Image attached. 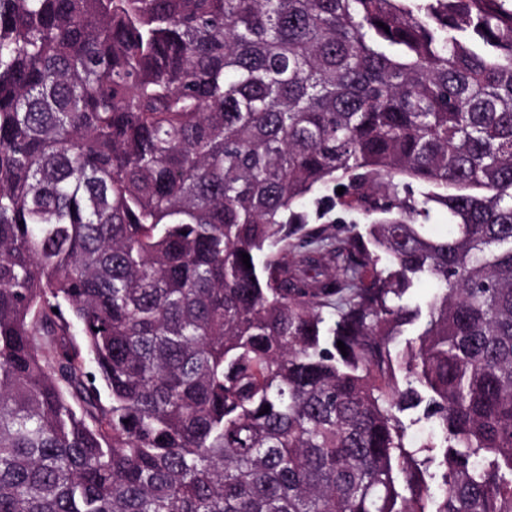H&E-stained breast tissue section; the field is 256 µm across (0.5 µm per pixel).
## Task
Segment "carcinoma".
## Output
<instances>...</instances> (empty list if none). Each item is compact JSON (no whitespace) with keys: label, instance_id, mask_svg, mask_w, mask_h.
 Segmentation results:
<instances>
[{"label":"carcinoma","instance_id":"cac0c4a2","mask_svg":"<svg viewBox=\"0 0 512 512\" xmlns=\"http://www.w3.org/2000/svg\"><path fill=\"white\" fill-rule=\"evenodd\" d=\"M0 512H512V0H0ZM320 197H323V194L315 195L305 209L308 215V223L311 227H316L320 224L333 226L349 225V227H352L353 224H356L355 230L365 233L367 220L362 215L336 204L330 205L326 201L317 203L315 198ZM407 428L409 442L426 440L429 435V423L422 418V407L415 410H407L399 414Z\"/></svg>","mask_w":512,"mask_h":512}]
</instances>
